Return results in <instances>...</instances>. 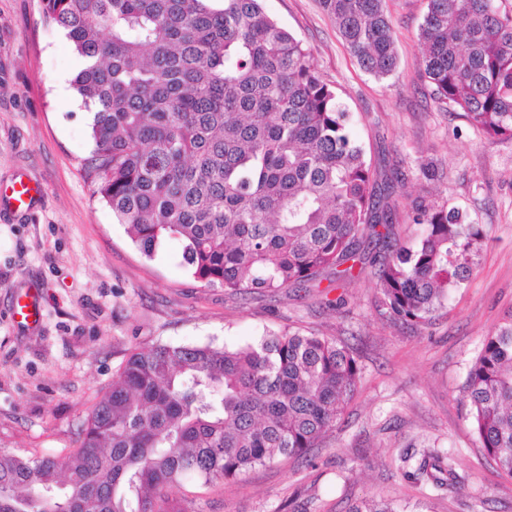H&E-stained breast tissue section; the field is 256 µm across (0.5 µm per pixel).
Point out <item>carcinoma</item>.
<instances>
[{"label":"carcinoma","mask_w":512,"mask_h":512,"mask_svg":"<svg viewBox=\"0 0 512 512\" xmlns=\"http://www.w3.org/2000/svg\"><path fill=\"white\" fill-rule=\"evenodd\" d=\"M262 0H42L87 66L86 177L148 258L164 241L207 287L276 294L326 272L374 269L395 321L425 320L476 271L481 228L419 205L411 247L391 243L394 201L349 135L337 89ZM359 66L383 79L398 53L386 0H320ZM420 66L437 97L494 145L512 142V3L427 0ZM379 241L385 251L370 252ZM360 381L354 350L320 332L245 345L133 349L82 420L77 447L0 451V512H195L171 489L301 456L336 428ZM512 477V318L484 338L459 398ZM453 455L408 472L434 487ZM351 512H404L367 500Z\"/></svg>","instance_id":"cac0c4a2"}]
</instances>
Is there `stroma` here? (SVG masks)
<instances>
[{"instance_id":"obj_1","label":"stroma","mask_w":512,"mask_h":512,"mask_svg":"<svg viewBox=\"0 0 512 512\" xmlns=\"http://www.w3.org/2000/svg\"><path fill=\"white\" fill-rule=\"evenodd\" d=\"M399 60L378 79L363 71L320 0H262L265 12L334 84L360 143L399 203L398 238L420 231L417 205L466 213L486 235L473 277L425 322L393 321L372 269L325 303V288L231 295L205 287L181 247L145 259L84 175L90 112L61 93L77 57L40 0H0V187L18 176L44 191L29 212L0 211V450L50 454L76 445L89 407L134 348L243 345L283 330H316L352 346L358 391L317 447L205 486L174 490L197 512H348L371 496L412 512H512V477L487 456L457 403L483 339L512 310V143L487 145L463 112L438 100L419 66L426 0H387ZM37 294L40 321L15 311ZM455 454L460 483L433 488L406 476L423 455Z\"/></svg>"}]
</instances>
